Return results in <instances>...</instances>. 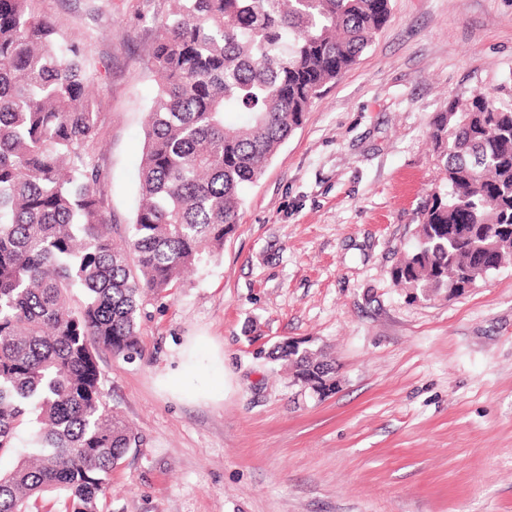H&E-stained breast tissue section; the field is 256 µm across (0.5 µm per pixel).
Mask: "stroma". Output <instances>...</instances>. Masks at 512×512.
<instances>
[{"mask_svg": "<svg viewBox=\"0 0 512 512\" xmlns=\"http://www.w3.org/2000/svg\"><path fill=\"white\" fill-rule=\"evenodd\" d=\"M78 37L102 115L115 237L136 208L168 0H34ZM512 101V0H391L245 193L222 255L144 306L142 351L102 355L107 400L142 445L104 512H512V266L412 299L391 271L439 184L430 124L449 98ZM324 350L318 397L272 352ZM224 359V396L166 378L189 344Z\"/></svg>", "mask_w": 512, "mask_h": 512, "instance_id": "obj_1", "label": "stroma"}]
</instances>
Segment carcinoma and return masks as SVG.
<instances>
[{
  "instance_id": "carcinoma-1",
  "label": "carcinoma",
  "mask_w": 512,
  "mask_h": 512,
  "mask_svg": "<svg viewBox=\"0 0 512 512\" xmlns=\"http://www.w3.org/2000/svg\"><path fill=\"white\" fill-rule=\"evenodd\" d=\"M0 0V512H101L141 437L106 399L100 354L140 352L139 314L219 256L314 99L387 22L390 0H172L150 57L138 205L120 241L96 155L103 122L78 38ZM430 136L445 190L395 266L415 298L512 262V103L452 98ZM291 375L320 352L275 348Z\"/></svg>"
}]
</instances>
